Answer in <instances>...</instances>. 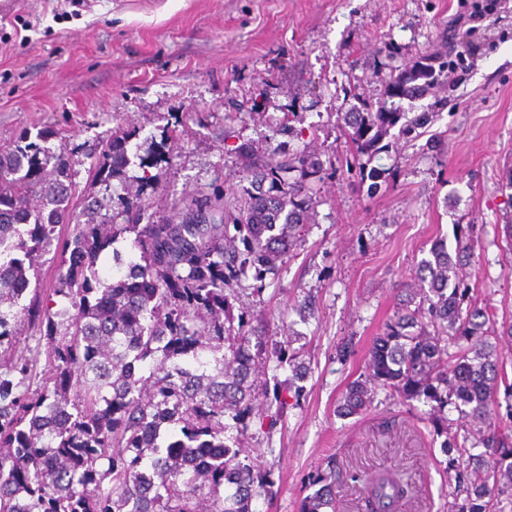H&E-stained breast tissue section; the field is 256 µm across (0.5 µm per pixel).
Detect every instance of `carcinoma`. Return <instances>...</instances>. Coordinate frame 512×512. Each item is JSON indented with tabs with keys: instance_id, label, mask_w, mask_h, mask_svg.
Returning a JSON list of instances; mask_svg holds the SVG:
<instances>
[{
	"instance_id": "obj_1",
	"label": "carcinoma",
	"mask_w": 512,
	"mask_h": 512,
	"mask_svg": "<svg viewBox=\"0 0 512 512\" xmlns=\"http://www.w3.org/2000/svg\"><path fill=\"white\" fill-rule=\"evenodd\" d=\"M462 67L445 54L393 69L382 98L344 114L356 154L375 157L403 119L401 102ZM42 138L24 135L0 152V512H253V500L274 484L241 443L260 368L288 367L298 391L308 369L289 343L243 315L238 335L226 334L224 316L233 310L226 285L289 254L307 223L314 164L299 154L246 174L254 192L232 235L219 186L192 197L180 224H117L128 203L109 190L128 156L127 138L115 134L92 163L106 196L84 200L80 221L71 160L40 145ZM293 171L298 178L285 182L282 174ZM204 210L209 224L197 223ZM72 222L76 233L57 241L62 271L54 294L64 304L55 311L35 298L20 304L35 259L57 226ZM127 230L135 233L132 250L125 257L112 250L117 275L104 285L99 257ZM474 234L466 226L453 255L443 242L431 247L415 271L420 287L404 289L338 414L365 412L380 392L424 399L454 483L448 512H502L501 503L512 504V426L499 414V344L512 338V325L497 329L464 283ZM23 315L51 349L49 379L35 393L32 359L9 357ZM228 431L234 435L226 438ZM478 447L484 451L472 453ZM339 480L331 460L310 477L314 492L299 512H336ZM366 484V512H399L412 491L395 473Z\"/></svg>"
}]
</instances>
